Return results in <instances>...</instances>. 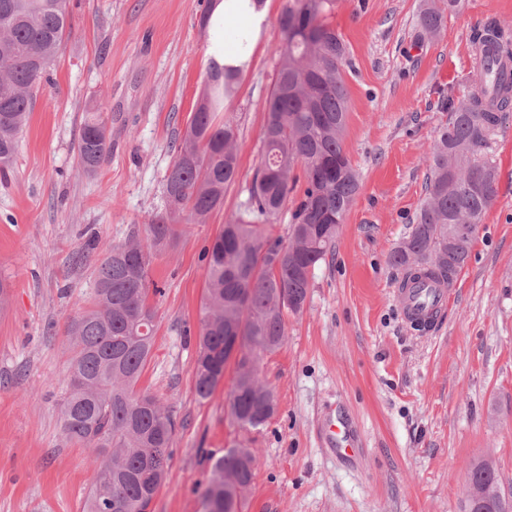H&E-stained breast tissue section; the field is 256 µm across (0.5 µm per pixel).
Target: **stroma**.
Returning <instances> with one entry per match:
<instances>
[{
	"label": "stroma",
	"instance_id": "obj_1",
	"mask_svg": "<svg viewBox=\"0 0 512 512\" xmlns=\"http://www.w3.org/2000/svg\"><path fill=\"white\" fill-rule=\"evenodd\" d=\"M422 0H336L348 117L343 148L359 191L330 255L314 270L287 340L260 364L277 401L259 429L230 412L234 365L213 395L194 390L207 264L203 251L238 211L263 148L265 103L280 58L288 0H265L249 65L224 110L234 119L239 178L208 223L187 224L151 268L161 292L154 357L140 388L159 397L176 430L150 512H200L211 460L228 448L257 457L242 512H463L468 471L493 463L512 489V118L483 152L495 198L439 324L420 332L397 300L388 256L425 198L426 156L449 118L446 95L476 88L473 33L512 30V0H465L440 34L416 41ZM207 0H70L72 34L47 67L8 178L0 179V512H84L93 449L64 434L68 328L86 306L95 268L164 209L163 177L202 94L214 42L236 48L241 23L200 27ZM103 107L111 148L99 171L78 164L89 104ZM96 247L86 251L88 238ZM342 413L354 456L330 452L319 427Z\"/></svg>",
	"mask_w": 512,
	"mask_h": 512
}]
</instances>
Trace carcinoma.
<instances>
[{"mask_svg":"<svg viewBox=\"0 0 512 512\" xmlns=\"http://www.w3.org/2000/svg\"><path fill=\"white\" fill-rule=\"evenodd\" d=\"M335 0H290L279 18L283 37L277 77L266 100L264 152L248 196L206 249L207 287L202 304L195 393L208 399L230 361L237 376L230 392L233 418L244 428L265 425L275 410L259 376L262 356L287 339L286 318L299 314L359 190L358 174L343 149L348 92L347 44L324 17ZM464 0H423L417 41L436 37L447 14ZM71 35L68 0H0V178L7 177L48 63ZM477 89L436 131L426 157V198L409 236L389 254L404 272L400 288H448L466 264L472 243L495 197V169L480 157L491 134L512 112V37L493 24L477 35ZM247 60L232 65L212 56L206 105L197 106L163 180L165 211L146 225L147 242L134 231L96 267L92 305L71 325L70 389L61 407L66 437L99 451L98 476L85 512H148L171 457L175 421L159 400L138 390L155 348L156 311L148 295L158 252L175 243L182 224H204L224 205L235 183L238 157L234 121H216L224 99L236 92ZM110 130L100 112L85 119L78 156L85 174L100 168ZM303 168V177L295 174ZM304 189L288 239L269 226L298 181ZM240 357L232 359L233 346ZM256 456L229 448L212 462L202 512H241L239 488L251 483ZM471 482L498 479L488 462H475Z\"/></svg>","mask_w":512,"mask_h":512,"instance_id":"cac0c4a2","label":"carcinoma"}]
</instances>
